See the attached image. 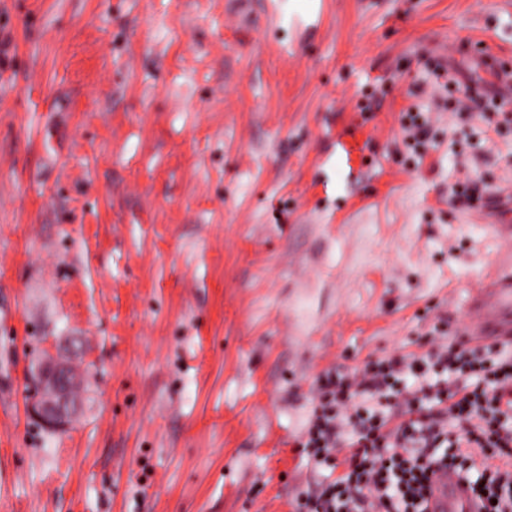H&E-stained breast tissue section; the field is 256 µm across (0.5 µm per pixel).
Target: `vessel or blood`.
I'll list each match as a JSON object with an SVG mask.
<instances>
[{
    "mask_svg": "<svg viewBox=\"0 0 512 512\" xmlns=\"http://www.w3.org/2000/svg\"><path fill=\"white\" fill-rule=\"evenodd\" d=\"M496 216L488 225V233L512 240V196L501 195L489 202ZM468 323L464 333L479 343L512 341V264L497 263L493 273L469 292ZM429 512H478L468 485L456 472L443 469L431 478Z\"/></svg>",
    "mask_w": 512,
    "mask_h": 512,
    "instance_id": "1",
    "label": "vessel or blood"
}]
</instances>
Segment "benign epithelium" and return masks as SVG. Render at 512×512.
I'll return each mask as SVG.
<instances>
[{
  "label": "benign epithelium",
  "instance_id": "benign-epithelium-1",
  "mask_svg": "<svg viewBox=\"0 0 512 512\" xmlns=\"http://www.w3.org/2000/svg\"><path fill=\"white\" fill-rule=\"evenodd\" d=\"M35 392L28 411L50 430L66 428L79 413L81 398L72 390L70 366L66 356L59 353L37 369Z\"/></svg>",
  "mask_w": 512,
  "mask_h": 512
}]
</instances>
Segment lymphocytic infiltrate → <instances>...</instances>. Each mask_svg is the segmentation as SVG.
<instances>
[{
  "mask_svg": "<svg viewBox=\"0 0 512 512\" xmlns=\"http://www.w3.org/2000/svg\"><path fill=\"white\" fill-rule=\"evenodd\" d=\"M329 370L300 445L335 472L299 512H427L435 468H454L479 512H512V355L449 342Z\"/></svg>",
  "mask_w": 512,
  "mask_h": 512,
  "instance_id": "lymphocytic-infiltrate-1",
  "label": "lymphocytic infiltrate"
}]
</instances>
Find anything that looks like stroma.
I'll return each mask as SVG.
<instances>
[{
    "instance_id": "35a3bbf8",
    "label": "stroma",
    "mask_w": 512,
    "mask_h": 512,
    "mask_svg": "<svg viewBox=\"0 0 512 512\" xmlns=\"http://www.w3.org/2000/svg\"><path fill=\"white\" fill-rule=\"evenodd\" d=\"M0 512H295L323 372L461 338L512 243L451 203L512 192V99L403 143L512 0H0ZM345 131L362 181L327 163ZM74 336L83 410L31 417ZM407 114L408 121L406 122V129L409 136L418 146H424L435 139V133L430 117L422 115L424 113L421 112L416 114Z\"/></svg>"
}]
</instances>
